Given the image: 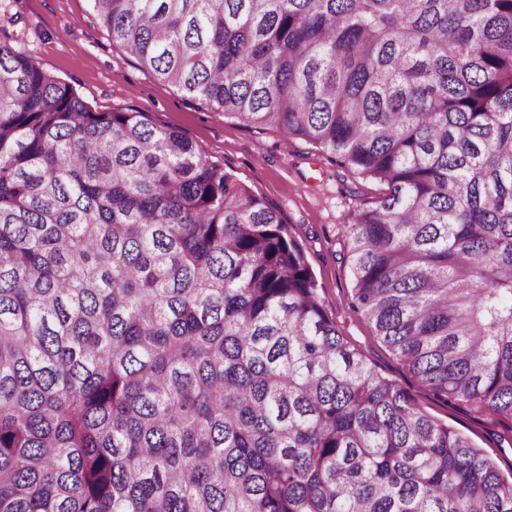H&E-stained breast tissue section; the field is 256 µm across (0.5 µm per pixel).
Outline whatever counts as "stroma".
Masks as SVG:
<instances>
[{
  "instance_id": "obj_1",
  "label": "stroma",
  "mask_w": 512,
  "mask_h": 512,
  "mask_svg": "<svg viewBox=\"0 0 512 512\" xmlns=\"http://www.w3.org/2000/svg\"><path fill=\"white\" fill-rule=\"evenodd\" d=\"M1 1L0 39L10 38L42 70L70 84L91 109H132L180 131L273 204L303 245L321 302L346 340L433 419L466 434L501 471L512 470V446L502 441L512 429L433 395L350 306L345 226L352 212L374 205L382 186L338 167L311 145L285 142L272 128L245 127L155 81L94 20L90 0Z\"/></svg>"
}]
</instances>
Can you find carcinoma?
<instances>
[{"instance_id": "obj_1", "label": "carcinoma", "mask_w": 512, "mask_h": 512, "mask_svg": "<svg viewBox=\"0 0 512 512\" xmlns=\"http://www.w3.org/2000/svg\"><path fill=\"white\" fill-rule=\"evenodd\" d=\"M157 81L385 187L351 306L512 422V0H90ZM0 512H512L325 313L276 209L0 41Z\"/></svg>"}]
</instances>
